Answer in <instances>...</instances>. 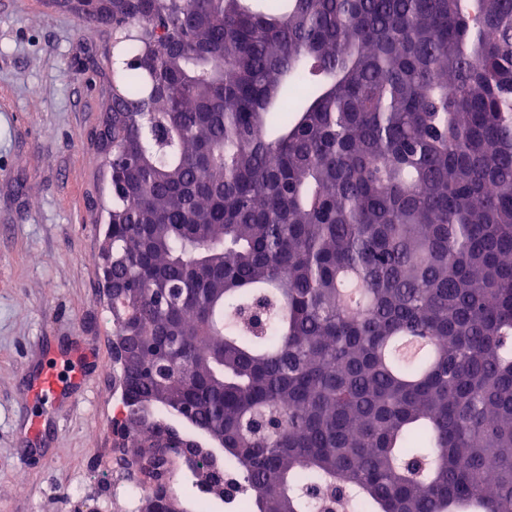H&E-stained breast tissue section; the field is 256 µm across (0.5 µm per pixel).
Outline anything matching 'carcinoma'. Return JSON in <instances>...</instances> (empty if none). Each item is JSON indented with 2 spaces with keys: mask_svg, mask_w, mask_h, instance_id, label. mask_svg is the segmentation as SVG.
<instances>
[{
  "mask_svg": "<svg viewBox=\"0 0 512 512\" xmlns=\"http://www.w3.org/2000/svg\"><path fill=\"white\" fill-rule=\"evenodd\" d=\"M104 282L136 512H512V0H121ZM409 336L427 350L399 345ZM196 482L224 472L203 460ZM227 484V495L224 497V504L229 512H250L248 510L253 496L242 476L234 467H230L224 475ZM229 489V490H228Z\"/></svg>",
  "mask_w": 512,
  "mask_h": 512,
  "instance_id": "cac0c4a2",
  "label": "carcinoma"
}]
</instances>
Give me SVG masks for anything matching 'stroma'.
Masks as SVG:
<instances>
[{
    "instance_id": "obj_1",
    "label": "stroma",
    "mask_w": 512,
    "mask_h": 512,
    "mask_svg": "<svg viewBox=\"0 0 512 512\" xmlns=\"http://www.w3.org/2000/svg\"><path fill=\"white\" fill-rule=\"evenodd\" d=\"M112 99V28L52 0H0V512H128L112 489L121 407L97 258L112 205L96 134ZM91 354L75 398L29 375ZM42 422L30 446L32 419ZM82 372L75 373V376L70 380V385L65 388L60 384V381L51 368L44 369L29 381V392L33 393L36 400H55L58 397L68 394L69 387L76 384Z\"/></svg>"
}]
</instances>
